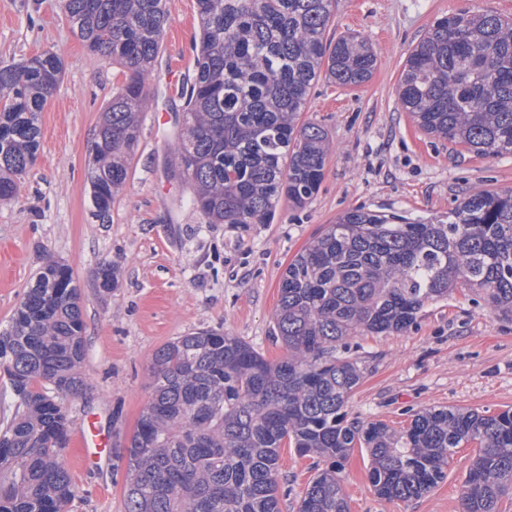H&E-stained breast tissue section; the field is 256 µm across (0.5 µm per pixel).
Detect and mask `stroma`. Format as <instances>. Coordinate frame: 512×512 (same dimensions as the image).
Listing matches in <instances>:
<instances>
[{
	"mask_svg": "<svg viewBox=\"0 0 512 512\" xmlns=\"http://www.w3.org/2000/svg\"><path fill=\"white\" fill-rule=\"evenodd\" d=\"M167 7L170 23L155 60L160 80L141 117L126 183L102 222L86 172L101 113L124 74L72 34L57 0H0V61L47 50L63 60L40 117L39 155L18 198L0 202V328L45 256L72 269L82 296L87 387L65 405L72 425L92 422L109 451L86 469L73 468L68 512H124L125 471L112 450L151 396L156 349L197 329L220 328L268 359L285 355L271 319L282 273L324 225L356 208L427 218L479 188L512 191V154L482 156L427 135L396 95L409 52L437 18L463 11L512 18V0H336L326 40L361 34L378 66L361 86L322 79L312 89L305 115L336 146L317 194L302 208L281 203L267 224L202 223L165 154L185 110L166 76L174 69L186 81L194 75L196 0H167ZM105 261L119 269L108 296L95 279ZM346 355L363 371L348 404L353 418L400 429L428 407L512 408V321L490 314L467 292L426 305L406 332L353 338ZM473 455V448L459 449L446 478L423 496L385 501L371 486L366 451L354 449L343 472L350 512H462L460 486ZM311 465L294 448L281 449L288 490L281 512H298Z\"/></svg>",
	"mask_w": 512,
	"mask_h": 512,
	"instance_id": "1",
	"label": "stroma"
}]
</instances>
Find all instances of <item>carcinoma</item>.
Listing matches in <instances>:
<instances>
[{
  "instance_id": "obj_1",
  "label": "carcinoma",
  "mask_w": 512,
  "mask_h": 512,
  "mask_svg": "<svg viewBox=\"0 0 512 512\" xmlns=\"http://www.w3.org/2000/svg\"><path fill=\"white\" fill-rule=\"evenodd\" d=\"M195 76L171 146L204 224H265L281 200L305 206L332 150L302 114L313 85L369 81L367 39L325 32L336 0H196ZM75 35L126 70L101 113L87 183L109 215L158 80L154 61L170 21L167 0H59ZM63 73L46 50L0 62V202L19 196L41 147L40 115ZM424 132L478 155L512 154V19H437L406 59L396 89ZM98 287L112 292L115 266ZM457 288L512 321V192L478 189L447 214L410 220L352 210L326 224L289 262L272 314L286 354L269 360L221 329H199L152 356V393L118 455L125 512H281L280 449L317 456L299 512H349L344 463L368 452L385 500L408 501L447 476L457 449L477 445L460 489L463 512H502L512 492V409H425L396 430L348 419L362 379L336 355L352 336L401 333ZM81 293L69 266L45 258L7 327L0 368L14 412L0 426V512H67L75 495L61 457L64 399L86 387Z\"/></svg>"
}]
</instances>
